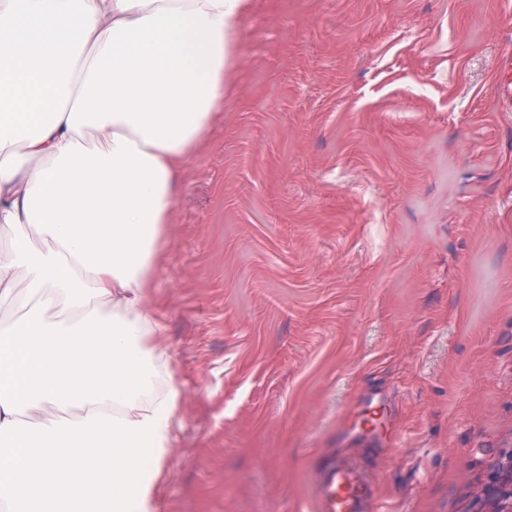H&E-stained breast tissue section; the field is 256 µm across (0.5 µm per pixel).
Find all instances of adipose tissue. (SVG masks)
Wrapping results in <instances>:
<instances>
[{
    "label": "adipose tissue",
    "mask_w": 512,
    "mask_h": 512,
    "mask_svg": "<svg viewBox=\"0 0 512 512\" xmlns=\"http://www.w3.org/2000/svg\"><path fill=\"white\" fill-rule=\"evenodd\" d=\"M248 8L0 0V512H158L180 392L149 293Z\"/></svg>",
    "instance_id": "1"
}]
</instances>
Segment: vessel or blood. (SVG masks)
I'll use <instances>...</instances> for the list:
<instances>
[{"label":"vessel or blood","mask_w":512,"mask_h":512,"mask_svg":"<svg viewBox=\"0 0 512 512\" xmlns=\"http://www.w3.org/2000/svg\"><path fill=\"white\" fill-rule=\"evenodd\" d=\"M495 84L504 104L512 103V56L498 62ZM378 480L345 457H334L317 475L318 512H374Z\"/></svg>","instance_id":"vessel-or-blood-1"}]
</instances>
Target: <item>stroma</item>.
I'll return each instance as SVG.
<instances>
[{
	"instance_id": "obj_1",
	"label": "stroma",
	"mask_w": 512,
	"mask_h": 512,
	"mask_svg": "<svg viewBox=\"0 0 512 512\" xmlns=\"http://www.w3.org/2000/svg\"><path fill=\"white\" fill-rule=\"evenodd\" d=\"M152 302L181 391L158 512H490L512 455V0H251ZM499 70L495 76V84L500 92L504 104L512 102V56L509 54L498 62ZM316 506L319 512H373L378 479L345 457H333L318 472Z\"/></svg>"
}]
</instances>
